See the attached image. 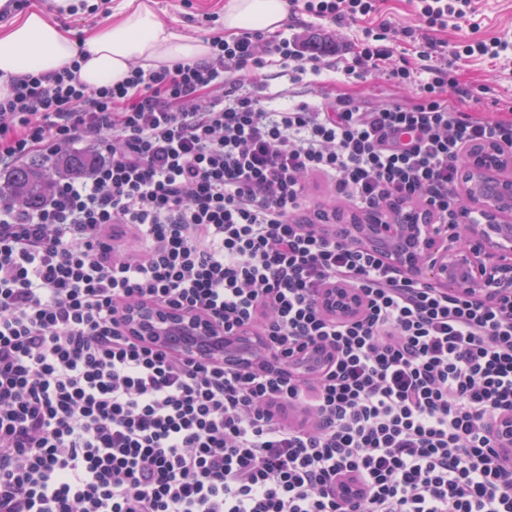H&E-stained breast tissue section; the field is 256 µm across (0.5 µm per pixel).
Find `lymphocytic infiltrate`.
I'll return each mask as SVG.
<instances>
[{
	"label": "lymphocytic infiltrate",
	"mask_w": 512,
	"mask_h": 512,
	"mask_svg": "<svg viewBox=\"0 0 512 512\" xmlns=\"http://www.w3.org/2000/svg\"><path fill=\"white\" fill-rule=\"evenodd\" d=\"M288 0L290 16L361 23L341 70L388 65L408 102L323 97L283 110L256 94L276 65L320 74L313 39L201 25L211 55L88 88L71 70L10 82L0 168L92 142L90 173L41 208L0 203V512H512V298L482 303L398 272L315 224L310 184L357 211L397 199L456 233L469 145L512 148V114L464 112L461 59L498 60L512 40L457 49L479 28L472 0ZM401 37L413 60L394 62ZM356 288L339 319L323 291ZM149 300L262 336L279 369L173 356L129 336ZM324 371L294 369L311 348ZM303 410L304 422L288 414ZM320 303L327 312L341 318L356 316L362 305L358 293L344 284L327 289Z\"/></svg>",
	"instance_id": "lymphocytic-infiltrate-1"
}]
</instances>
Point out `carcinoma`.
I'll list each match as a JSON object with an SVG mask.
<instances>
[{"mask_svg":"<svg viewBox=\"0 0 512 512\" xmlns=\"http://www.w3.org/2000/svg\"><path fill=\"white\" fill-rule=\"evenodd\" d=\"M96 158L97 155L89 150H71L56 156L50 164L41 158L18 164L0 185V197L36 209L43 204L54 182L51 171L71 169L87 174L96 165Z\"/></svg>","mask_w":512,"mask_h":512,"instance_id":"cac0c4a2","label":"carcinoma"}]
</instances>
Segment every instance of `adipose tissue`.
Returning a JSON list of instances; mask_svg holds the SVG:
<instances>
[{
  "label": "adipose tissue",
  "instance_id": "obj_1",
  "mask_svg": "<svg viewBox=\"0 0 512 512\" xmlns=\"http://www.w3.org/2000/svg\"><path fill=\"white\" fill-rule=\"evenodd\" d=\"M287 18L286 0H224L225 35L243 29L275 31ZM204 40L176 32L159 17L154 0H119L106 24L84 40L74 38L40 5L0 18V96L9 79L30 74L50 76L79 62L77 81L88 87L125 80L133 65L156 69L179 60L206 59Z\"/></svg>",
  "mask_w": 512,
  "mask_h": 512
}]
</instances>
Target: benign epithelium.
<instances>
[{
    "label": "benign epithelium",
    "instance_id": "obj_1",
    "mask_svg": "<svg viewBox=\"0 0 512 512\" xmlns=\"http://www.w3.org/2000/svg\"><path fill=\"white\" fill-rule=\"evenodd\" d=\"M456 192L479 218L461 225V237H448L446 227L432 223L426 210L398 205L383 213L349 214L352 240L388 251V260L404 274L425 276L442 288L481 301L512 298V151L484 142L471 146ZM321 306L341 318L360 312L361 299L347 285L327 289ZM133 338L206 341L219 325L186 310L151 302L132 305L125 316ZM500 448H512V415L492 425Z\"/></svg>",
    "mask_w": 512,
    "mask_h": 512
}]
</instances>
